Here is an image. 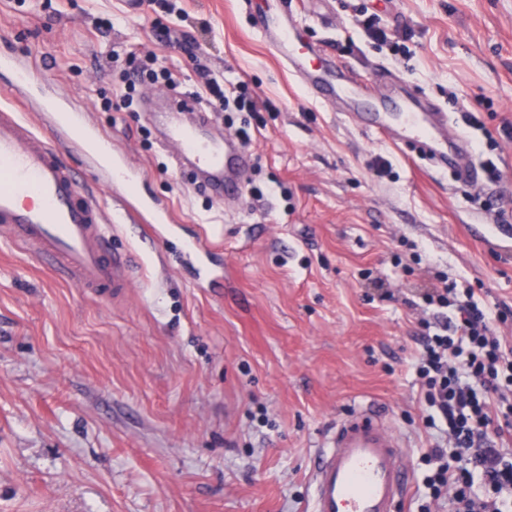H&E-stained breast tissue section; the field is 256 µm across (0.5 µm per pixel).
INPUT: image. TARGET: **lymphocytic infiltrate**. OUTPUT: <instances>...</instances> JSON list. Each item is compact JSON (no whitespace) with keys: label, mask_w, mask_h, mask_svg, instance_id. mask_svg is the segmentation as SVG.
I'll return each mask as SVG.
<instances>
[{"label":"lymphocytic infiltrate","mask_w":512,"mask_h":512,"mask_svg":"<svg viewBox=\"0 0 512 512\" xmlns=\"http://www.w3.org/2000/svg\"><path fill=\"white\" fill-rule=\"evenodd\" d=\"M205 89L225 109L257 112L262 104L245 86L224 88L223 75L199 68ZM429 307L457 312L456 327L434 321L421 338L415 364L425 404L424 424L443 419L447 444L426 456L424 485L432 498L450 493L451 512H512V352L491 314L469 291L445 284L426 296Z\"/></svg>","instance_id":"lymphocytic-infiltrate-1"}]
</instances>
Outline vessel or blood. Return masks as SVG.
Returning <instances> with one entry per match:
<instances>
[{
    "label": "vessel or blood",
    "mask_w": 512,
    "mask_h": 512,
    "mask_svg": "<svg viewBox=\"0 0 512 512\" xmlns=\"http://www.w3.org/2000/svg\"><path fill=\"white\" fill-rule=\"evenodd\" d=\"M257 26L277 58L306 74L310 92L343 104L357 114L376 99L370 115L372 132L409 144L438 168H455L467 181H480L464 162V143L448 133V115L396 85L389 76L367 84L308 45L289 9L260 15ZM23 101H36L40 116L56 131L48 142L13 108L0 106V233L38 255L84 292L106 301L125 296L130 265L125 255L105 249V215L91 194L79 189L62 151L77 147L104 173L106 185L125 190V161L104 155L95 140L77 130L70 113L52 96L33 97L27 80L15 85ZM184 157L207 174L217 196L240 193L250 155L239 140L202 139L195 127L174 126L166 133ZM312 512H394L411 482L401 438L380 413L366 408L343 418L320 452L311 472Z\"/></svg>",
    "instance_id": "b4317fda"
}]
</instances>
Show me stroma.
Listing matches in <instances>:
<instances>
[{
  "label": "stroma",
  "mask_w": 512,
  "mask_h": 512,
  "mask_svg": "<svg viewBox=\"0 0 512 512\" xmlns=\"http://www.w3.org/2000/svg\"><path fill=\"white\" fill-rule=\"evenodd\" d=\"M281 2L159 0L133 14L123 0H0V57L85 111L139 175L123 203L80 150L63 154L104 210L110 250L132 256L112 303L0 238V512H310L317 456L362 405L405 443L412 483L395 512H448L423 485L437 433L412 363L441 277L512 310V246L465 230L512 225V0H293L304 38L337 63L369 80L397 71L440 104L475 163L500 172L480 186L432 174L313 96L254 25ZM372 16L411 32L408 54L367 36ZM152 61L177 86L143 84L132 110L114 109L120 71ZM200 63L262 111L211 102ZM176 91L196 93L210 135L247 127L240 198L179 167L158 120ZM148 203L169 224L124 211ZM199 237L215 279L185 253Z\"/></svg>",
  "instance_id": "1"
}]
</instances>
